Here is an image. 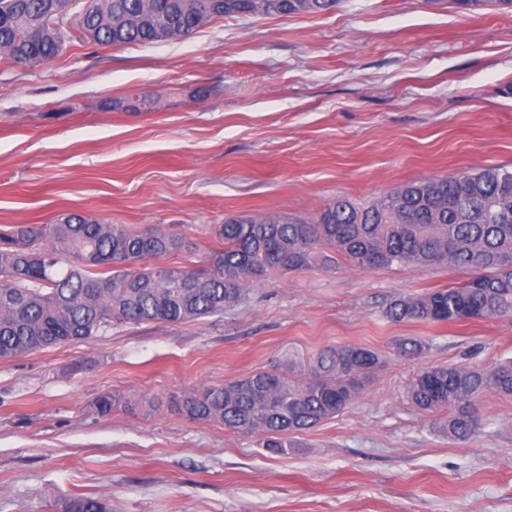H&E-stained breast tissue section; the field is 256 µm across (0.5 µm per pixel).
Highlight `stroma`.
Returning a JSON list of instances; mask_svg holds the SVG:
<instances>
[{
  "label": "stroma",
  "instance_id": "35a3bbf8",
  "mask_svg": "<svg viewBox=\"0 0 512 512\" xmlns=\"http://www.w3.org/2000/svg\"><path fill=\"white\" fill-rule=\"evenodd\" d=\"M210 96L200 100L199 88ZM152 99L129 112V98ZM512 169V7L341 0L327 14L227 18L184 41L71 43L21 68L0 56V226L81 213L180 233L163 265H200L236 215L313 219L421 179ZM439 266L347 260L272 270L220 316L118 324L0 360V512L71 495L111 512H512V395L488 391L458 441L410 400L433 364L512 357V320L395 323V301L463 281ZM402 339H423L398 355ZM380 353L335 418L279 455L167 407L102 417L111 392L168 399L259 369L307 374L329 346Z\"/></svg>",
  "mask_w": 512,
  "mask_h": 512
}]
</instances>
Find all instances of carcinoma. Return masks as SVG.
<instances>
[{"instance_id":"1","label":"carcinoma","mask_w":512,"mask_h":512,"mask_svg":"<svg viewBox=\"0 0 512 512\" xmlns=\"http://www.w3.org/2000/svg\"><path fill=\"white\" fill-rule=\"evenodd\" d=\"M73 2L0 0V51L15 66H35L75 40L106 47L182 41L219 19L318 14L339 0H87L76 13ZM215 230L221 247L197 269L155 264L184 246L183 237L159 229L138 233L80 214L0 229V359L89 340L114 323L222 315L245 302L266 272L325 264L332 250L362 268L450 264L468 274L454 286L395 301L386 311L393 322L512 317V170L505 167L414 181L367 206L338 200L311 222L240 215ZM381 364L374 350L331 346L308 376L257 371L175 396L169 407L284 454L296 434L335 417ZM489 390L512 395V358L490 368L431 365L410 385L419 407L448 410L433 425L461 441L482 429L478 400ZM119 405L135 410L114 393L94 400L101 416ZM56 509L108 512V505L76 495Z\"/></svg>"}]
</instances>
